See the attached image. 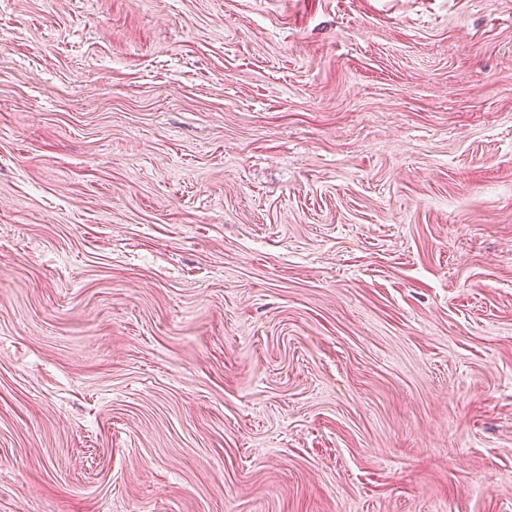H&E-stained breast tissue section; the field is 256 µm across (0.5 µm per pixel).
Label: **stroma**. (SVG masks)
Returning a JSON list of instances; mask_svg holds the SVG:
<instances>
[{
	"instance_id": "stroma-1",
	"label": "stroma",
	"mask_w": 512,
	"mask_h": 512,
	"mask_svg": "<svg viewBox=\"0 0 512 512\" xmlns=\"http://www.w3.org/2000/svg\"><path fill=\"white\" fill-rule=\"evenodd\" d=\"M0 512H512V0H0Z\"/></svg>"
}]
</instances>
